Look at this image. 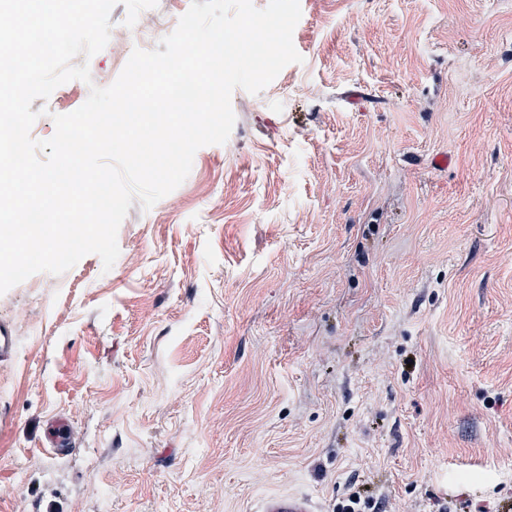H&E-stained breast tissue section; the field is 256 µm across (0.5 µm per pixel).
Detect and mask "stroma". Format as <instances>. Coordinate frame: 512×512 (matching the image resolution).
<instances>
[{"mask_svg":"<svg viewBox=\"0 0 512 512\" xmlns=\"http://www.w3.org/2000/svg\"><path fill=\"white\" fill-rule=\"evenodd\" d=\"M191 3L142 11L148 39L116 5L74 60L91 83L33 101L34 140ZM300 6L302 63L234 90L229 139L133 202L111 269L0 295V512H333L355 474L390 512L512 500V0ZM52 454L66 455L76 448V441L70 425L64 420L48 423L43 442ZM313 498L304 493L272 494L261 499L257 512H318Z\"/></svg>","mask_w":512,"mask_h":512,"instance_id":"stroma-1","label":"stroma"}]
</instances>
